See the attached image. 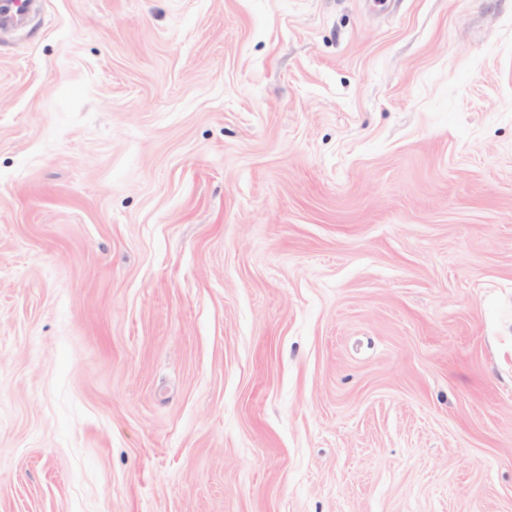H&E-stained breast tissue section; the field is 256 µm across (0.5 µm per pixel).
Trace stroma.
Masks as SVG:
<instances>
[{
  "label": "stroma",
  "instance_id": "1",
  "mask_svg": "<svg viewBox=\"0 0 512 512\" xmlns=\"http://www.w3.org/2000/svg\"><path fill=\"white\" fill-rule=\"evenodd\" d=\"M0 512H512V0L0 29Z\"/></svg>",
  "mask_w": 512,
  "mask_h": 512
}]
</instances>
